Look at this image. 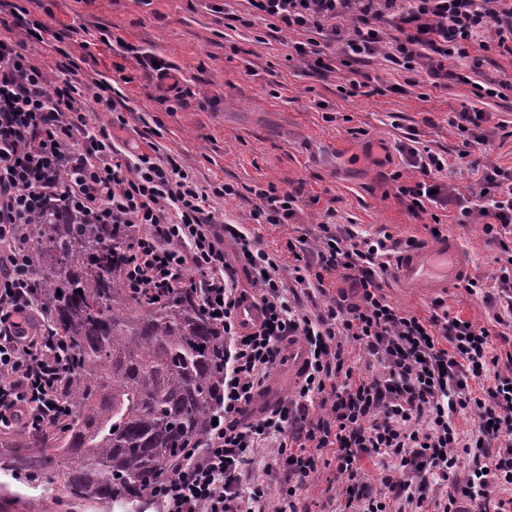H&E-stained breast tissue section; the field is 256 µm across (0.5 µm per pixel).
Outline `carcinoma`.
Listing matches in <instances>:
<instances>
[{
    "mask_svg": "<svg viewBox=\"0 0 512 512\" xmlns=\"http://www.w3.org/2000/svg\"><path fill=\"white\" fill-rule=\"evenodd\" d=\"M22 234L37 306L76 366L59 386L69 407L61 436L28 431L0 456V475L45 477L82 505L139 502L142 488L211 427L224 331L191 288L160 303L132 293L110 224L53 203Z\"/></svg>",
    "mask_w": 512,
    "mask_h": 512,
    "instance_id": "carcinoma-1",
    "label": "carcinoma"
}]
</instances>
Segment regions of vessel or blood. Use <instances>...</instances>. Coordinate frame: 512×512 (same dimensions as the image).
I'll return each instance as SVG.
<instances>
[{"label": "vessel or blood", "mask_w": 512, "mask_h": 512, "mask_svg": "<svg viewBox=\"0 0 512 512\" xmlns=\"http://www.w3.org/2000/svg\"><path fill=\"white\" fill-rule=\"evenodd\" d=\"M470 268V256L454 239L441 237L401 248L390 267L396 287L437 291L462 281Z\"/></svg>", "instance_id": "1"}]
</instances>
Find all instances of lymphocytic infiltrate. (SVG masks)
Listing matches in <instances>:
<instances>
[{"label": "lymphocytic infiltrate", "mask_w": 512, "mask_h": 512, "mask_svg": "<svg viewBox=\"0 0 512 512\" xmlns=\"http://www.w3.org/2000/svg\"><path fill=\"white\" fill-rule=\"evenodd\" d=\"M247 2L273 30L303 36L295 56L304 68L319 75L345 68L350 94L364 87L363 66L378 59L407 73L411 85L425 74L436 87L448 79L471 83L479 99L512 91V78L487 84L455 70L470 47L512 42V0ZM16 30L23 40L13 39ZM74 34L71 26L31 17L20 0H0V244L8 247L0 256V432L19 423L39 429L68 413L56 391L73 364L62 339L35 320L36 283L19 235L45 206L61 203L91 223L117 226L126 242L128 287L161 295L187 271L197 272L193 288L203 311L224 330L217 424L145 487L160 512H251L264 492L243 497L242 467L271 442L277 450L265 472L285 479L275 512H298L300 492L327 448L346 484L337 512H389L394 501L459 512L462 499L473 512H512V497L501 495L512 488V354L492 353L490 329L456 321L439 300L425 317L393 305L382 280L401 241L387 229L369 235L321 223L315 237L288 239L293 263L286 268L238 225L215 229L211 198L240 197L238 187L200 185L171 156L123 153L108 127H89L84 92L68 77L76 62L57 63L54 79L26 53L27 43L63 44ZM325 41L338 43V52H324ZM132 54L175 103L192 96L168 62L138 48ZM397 150L404 168L392 179L411 212L453 209L455 223L480 225L496 246L494 321L512 329V168L488 164L477 183L460 188L441 182L448 157L416 131L406 132ZM255 196V223L283 224L297 213L293 193L259 188ZM228 238L238 246L232 262L224 252ZM242 272L251 290L240 288ZM333 276L350 284L334 297ZM320 296L327 304H317ZM249 297L262 320L245 332L237 310ZM291 336L303 337L309 352L292 405H268L250 417ZM352 344L378 364V374L355 375ZM489 370L494 384L473 389ZM314 401L328 411L311 421ZM463 411L475 416L466 431L455 421ZM465 455L473 467L459 480ZM372 458L382 464L376 487L362 466ZM433 482L445 493L413 494V487Z\"/></svg>", "instance_id": "lymphocytic-infiltrate-1"}]
</instances>
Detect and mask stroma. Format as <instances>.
Listing matches in <instances>:
<instances>
[{
  "label": "stroma",
  "instance_id": "obj_1",
  "mask_svg": "<svg viewBox=\"0 0 512 512\" xmlns=\"http://www.w3.org/2000/svg\"><path fill=\"white\" fill-rule=\"evenodd\" d=\"M38 19L85 28L91 53L86 77L101 76L124 96L128 124L116 143L128 154L146 150L140 116L161 123L155 144L200 182L224 181L240 188L272 186L299 190V211L286 224H257L247 198H215L216 221L238 224L267 252L287 255L288 237L314 236L333 211L339 224L365 234L387 228L396 237L428 239L430 214L413 216L397 196L390 176L402 169L396 145L403 130L419 132L424 143L453 151L461 140L448 125L462 105L488 112L497 129L488 145L476 146L447 176L449 184L476 182L487 163L512 167V136L500 122H512V96L477 99L470 85L452 80L435 88L427 81L408 85L390 65L367 66L368 93L341 92L344 73L320 77L298 62L287 34L251 17L246 0H30ZM237 15L228 24L227 15ZM154 53L176 66L194 92L187 103L166 111L148 77L125 45ZM441 233L460 240L472 258L470 276L494 270L495 245L478 226L442 217ZM450 315L488 325L493 305L462 286L443 292ZM302 489L301 512H333L344 487L331 452Z\"/></svg>",
  "mask_w": 512,
  "mask_h": 512
}]
</instances>
